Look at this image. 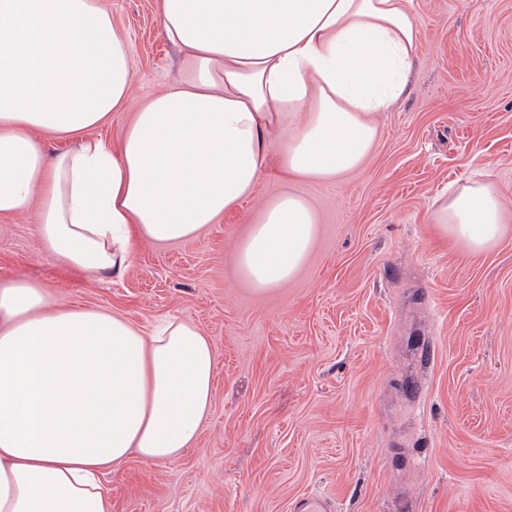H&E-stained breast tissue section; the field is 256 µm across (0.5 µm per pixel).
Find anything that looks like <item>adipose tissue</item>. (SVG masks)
I'll list each match as a JSON object with an SVG mask.
<instances>
[{
  "label": "adipose tissue",
  "instance_id": "adipose-tissue-1",
  "mask_svg": "<svg viewBox=\"0 0 512 512\" xmlns=\"http://www.w3.org/2000/svg\"><path fill=\"white\" fill-rule=\"evenodd\" d=\"M184 53L162 92L129 107L132 45L101 0H0V214L38 206L45 251L74 272H122L137 243L198 235L261 178L333 183L359 168L417 57L416 0H157ZM130 111L118 146L87 130ZM75 136L47 158L41 134ZM279 142L271 153V142ZM466 253L512 223L489 173L432 213ZM312 205L286 192L238 245L268 292L304 264ZM216 357L192 323L144 331L0 282V512H109L104 467L177 459L212 407Z\"/></svg>",
  "mask_w": 512,
  "mask_h": 512
}]
</instances>
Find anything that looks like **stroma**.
<instances>
[{
	"instance_id": "35a3bbf8",
	"label": "stroma",
	"mask_w": 512,
	"mask_h": 512,
	"mask_svg": "<svg viewBox=\"0 0 512 512\" xmlns=\"http://www.w3.org/2000/svg\"><path fill=\"white\" fill-rule=\"evenodd\" d=\"M133 46L131 103L177 76L157 0H104ZM417 59L357 170L296 190L319 213L310 255L259 293L236 249L283 191L264 176L200 236L137 244L118 274L41 248L39 214L0 216V281L120 313L178 317L217 354L211 414L172 462L106 468L110 512H512V227L479 254L430 222L449 185L492 174L512 207V0H417ZM292 510L294 512H332L335 509L325 495H303L295 501Z\"/></svg>"
}]
</instances>
